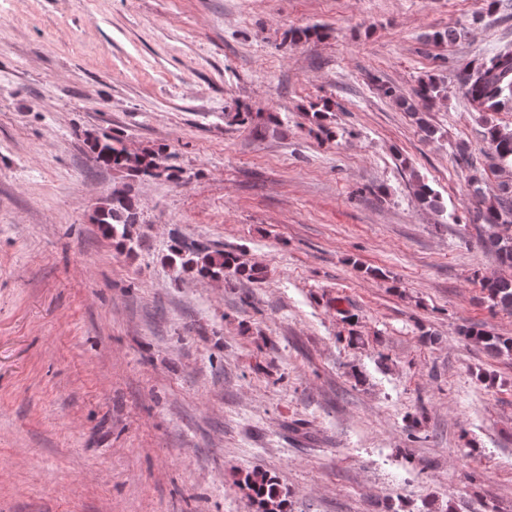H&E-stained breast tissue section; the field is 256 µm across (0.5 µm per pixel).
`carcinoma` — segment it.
Wrapping results in <instances>:
<instances>
[{
  "instance_id": "1",
  "label": "carcinoma",
  "mask_w": 512,
  "mask_h": 512,
  "mask_svg": "<svg viewBox=\"0 0 512 512\" xmlns=\"http://www.w3.org/2000/svg\"><path fill=\"white\" fill-rule=\"evenodd\" d=\"M458 88L480 112H496L505 101L512 99V49L498 50L479 62H469L457 73ZM448 81L439 74H429L418 82L414 98H399L401 107L415 119L419 131L427 138L437 134L430 121L429 110L436 102L447 98ZM331 104L324 102L311 112V120L328 136L335 135L324 124ZM482 138L486 144L483 157H478L465 144L456 147V162L472 171L468 182L477 205V218L488 227L484 246L496 255L500 265L512 268V135L487 121ZM95 162L103 167L125 172L132 177L174 178L175 170L164 164L162 151L144 149L132 152L121 140L113 137L90 138ZM500 174L497 192L486 194L478 176L483 162ZM414 197L430 210L441 209L432 187L414 177ZM94 220L102 233L133 250L138 242L136 227L140 224V206L128 185L113 188L95 210ZM168 263L183 274L222 279L227 283L245 279L256 281L262 269L244 260L242 256L223 249L210 250L196 245L175 243L167 255ZM490 307L512 311V276H494L481 279ZM459 333L482 345L494 356L512 355V336H496L483 325L470 323L459 328ZM244 486L257 501L258 512H286V502L276 483L268 474L254 470L244 477Z\"/></svg>"
}]
</instances>
